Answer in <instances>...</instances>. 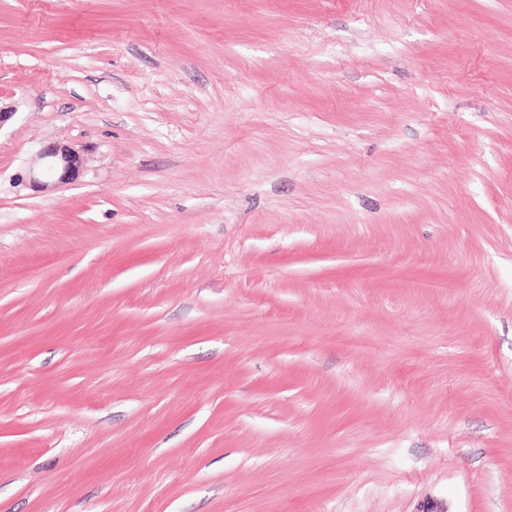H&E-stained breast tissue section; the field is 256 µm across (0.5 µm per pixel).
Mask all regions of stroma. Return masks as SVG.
Here are the masks:
<instances>
[{"label":"stroma","mask_w":512,"mask_h":512,"mask_svg":"<svg viewBox=\"0 0 512 512\" xmlns=\"http://www.w3.org/2000/svg\"><path fill=\"white\" fill-rule=\"evenodd\" d=\"M0 105V512H512V0H0ZM39 165L30 168L23 180L32 189H46L51 185L64 184L74 179L82 167V159L70 147L49 145L39 153Z\"/></svg>","instance_id":"1"}]
</instances>
